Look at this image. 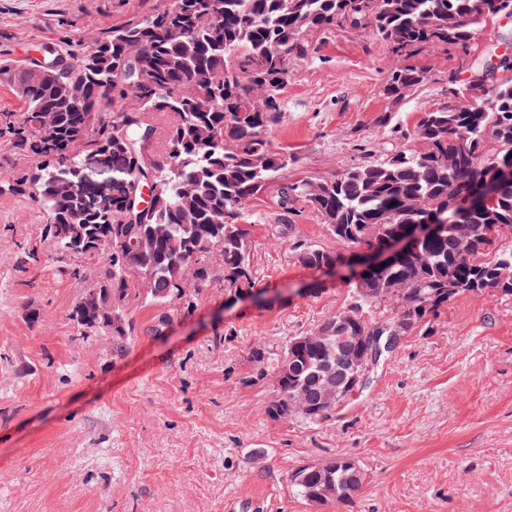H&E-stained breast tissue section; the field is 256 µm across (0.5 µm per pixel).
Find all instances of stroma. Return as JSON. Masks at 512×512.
<instances>
[{
	"label": "stroma",
	"mask_w": 512,
	"mask_h": 512,
	"mask_svg": "<svg viewBox=\"0 0 512 512\" xmlns=\"http://www.w3.org/2000/svg\"><path fill=\"white\" fill-rule=\"evenodd\" d=\"M166 0H0V62L32 49L82 53L113 26ZM291 61L273 148L294 177L359 163L360 141L413 131L448 100V80L512 43V18L487 22L468 49L431 46L403 58L362 30L306 34ZM412 65L424 80L398 103L383 85ZM25 102L0 74V181L38 160L18 146ZM391 113V128L377 119ZM250 267L263 302L227 300L214 281L164 332L156 307L129 309L134 334L79 339L74 307L94 274L58 262L31 193L0 190V512H224L230 497L259 512H512V296H454L429 333L412 334L319 426L271 419V383H251V347L284 346L346 310L352 286L303 267L298 244L345 251L306 204L283 215L275 188L248 208ZM35 261L22 264L23 253ZM344 455L364 479L348 501L311 507L295 468Z\"/></svg>",
	"instance_id": "stroma-1"
}]
</instances>
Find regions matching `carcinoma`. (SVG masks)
Returning <instances> with one entry per match:
<instances>
[{"mask_svg":"<svg viewBox=\"0 0 512 512\" xmlns=\"http://www.w3.org/2000/svg\"><path fill=\"white\" fill-rule=\"evenodd\" d=\"M505 12H512V0H170L112 27L77 66L49 69L35 81L39 60L28 59L14 76L26 104L19 142L40 159L29 183L38 186L47 214L44 232L59 255L76 259L72 275L88 265L96 271L101 306L88 314L76 305L79 337L107 329L122 348L132 333L133 298L158 308L154 331H163L172 312L192 306L214 281L216 254L225 292L253 288L244 222L248 205L274 183L284 213L299 201L310 204L350 248L346 254L304 247L298 259L309 269L349 264L358 248L381 247L416 224L448 217V207L477 191L494 169L512 166V77L487 93L472 83L463 92L448 86L449 101L421 113L406 144H369L360 163L328 178H293L294 158L272 148L267 135L281 120L288 62L313 51L305 33L363 29L400 55L436 44L465 48L482 23ZM130 61L136 83L127 88L119 76ZM421 81V71L402 66L388 77L384 94L397 103ZM127 98L134 106L113 119L114 100ZM153 112L174 115L161 153L154 151ZM103 148L112 150V189L85 207L79 193L66 188L77 183L84 155ZM149 177L156 184L153 205L130 212V196ZM75 222L85 238L111 235L112 254L76 246ZM464 223L470 230L465 252L453 232L443 230L420 240L417 254L366 271L354 285L352 306L322 323L326 339L318 348L295 336L276 352L251 349L255 380L268 378L306 404L283 401L268 415L317 426L331 415L320 399L323 369L352 395L357 386L347 360L354 348L375 352V333L425 332L462 292L512 296V248L493 249L512 227V178L498 181L494 203L473 209ZM160 227L155 249L137 251L138 239ZM187 261L194 265L189 279ZM134 275L146 287H131ZM381 306L390 313L374 315ZM335 461L336 493L322 505L347 500L359 488L355 461ZM292 483L308 500L325 479L303 465Z\"/></svg>","mask_w":512,"mask_h":512,"instance_id":"1","label":"carcinoma"}]
</instances>
